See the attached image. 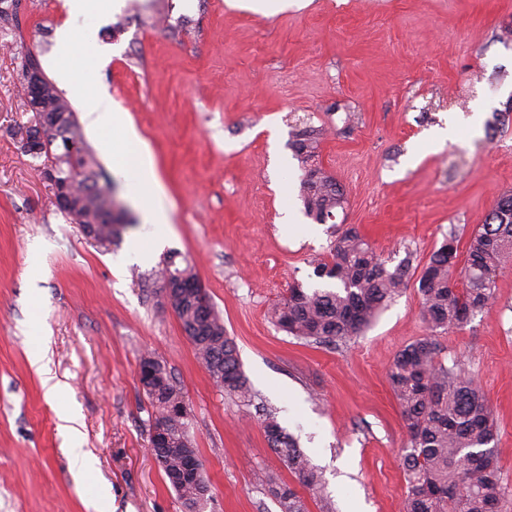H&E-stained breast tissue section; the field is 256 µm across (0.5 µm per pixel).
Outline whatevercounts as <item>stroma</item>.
Wrapping results in <instances>:
<instances>
[{"instance_id": "stroma-1", "label": "stroma", "mask_w": 512, "mask_h": 512, "mask_svg": "<svg viewBox=\"0 0 512 512\" xmlns=\"http://www.w3.org/2000/svg\"><path fill=\"white\" fill-rule=\"evenodd\" d=\"M119 9L99 38L104 112L129 113L173 206L150 261L114 270L140 222L104 249L57 207L18 133L28 48L56 51L64 0H0V512H184L149 450L144 356L162 361L190 409L212 498L204 512H279L256 471L320 512H403L408 436L388 367L426 336L416 284L338 345L280 330L290 285L326 287L315 266L333 228L356 227L389 265L422 271L448 234L467 245L512 191V0H304L279 13L226 0H167L168 17ZM325 128L317 162L344 191L334 225L300 199L292 143ZM305 234L282 235L284 214ZM187 261L238 347L253 399L227 396L199 363L153 272ZM438 358L474 378L495 410V452L512 487V261L470 323L438 335ZM47 352L36 371L33 347ZM67 389L48 396L46 378ZM294 396L301 422L284 418ZM76 414L71 448L62 411ZM278 419L322 476L303 487L271 450ZM96 467L82 473L78 452Z\"/></svg>"}]
</instances>
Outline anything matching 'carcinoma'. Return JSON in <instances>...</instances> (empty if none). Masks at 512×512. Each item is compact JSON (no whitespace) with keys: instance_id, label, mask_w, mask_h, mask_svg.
I'll list each match as a JSON object with an SVG mask.
<instances>
[{"instance_id":"carcinoma-1","label":"carcinoma","mask_w":512,"mask_h":512,"mask_svg":"<svg viewBox=\"0 0 512 512\" xmlns=\"http://www.w3.org/2000/svg\"><path fill=\"white\" fill-rule=\"evenodd\" d=\"M29 126L38 124L41 112L67 113L70 146L45 157L44 168L59 174V187L72 197L63 210L76 224H96L99 246L112 245L122 214L110 213L116 183L97 163L87 144L75 111L55 85L30 109ZM321 130L307 126L292 143L301 163L300 196L306 215L318 224L334 220L343 207L344 193L336 180L307 163L315 156ZM512 257V193L498 198L494 208L471 235L464 260H459L458 239L450 233L429 257L418 279L420 315L430 334L406 346L394 358L388 377L409 436V452L402 458L407 478L405 512H498L501 501L512 494L502 484L492 443L497 437L493 408L474 379L438 361L435 336L467 325L491 300L499 266ZM318 277L334 281L329 288L311 292L296 285L275 310L276 325L307 342L335 344L367 327L380 309L409 285L411 258L394 267L381 258L354 227L339 232L329 250V260L315 268ZM184 333L210 378L224 392L251 401L237 346L224 329L218 312L205 320L184 300L174 307ZM154 379L147 372L140 384L152 408L151 422L173 423L170 448L154 449L155 460L177 493L186 512H203L204 477L198 449L180 416L184 396L164 364L154 361ZM269 446L289 472L311 490L321 484L295 441L267 416L263 420ZM256 481L267 485L279 512H308L304 499L289 486L260 472Z\"/></svg>"}]
</instances>
